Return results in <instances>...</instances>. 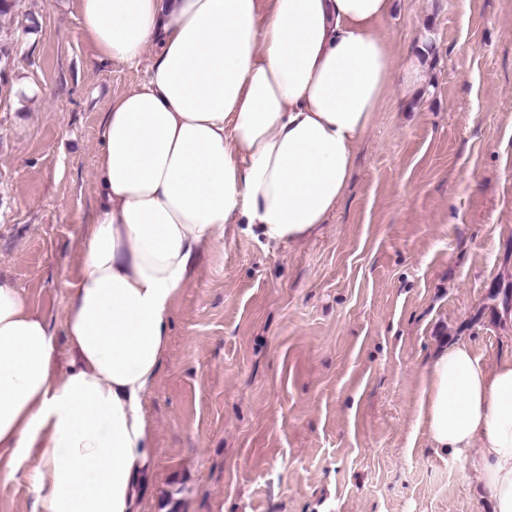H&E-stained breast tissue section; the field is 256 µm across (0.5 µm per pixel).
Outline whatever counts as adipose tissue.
I'll return each mask as SVG.
<instances>
[{
	"label": "adipose tissue",
	"instance_id": "ef3b65f1",
	"mask_svg": "<svg viewBox=\"0 0 512 512\" xmlns=\"http://www.w3.org/2000/svg\"><path fill=\"white\" fill-rule=\"evenodd\" d=\"M393 0H78L100 60L158 52L102 124L101 206L54 335L0 280V492L34 454L36 512H139L157 450L143 400L198 258L244 224L306 238L341 200L392 79ZM417 415L436 453L512 512V354L464 342L426 361Z\"/></svg>",
	"mask_w": 512,
	"mask_h": 512
}]
</instances>
